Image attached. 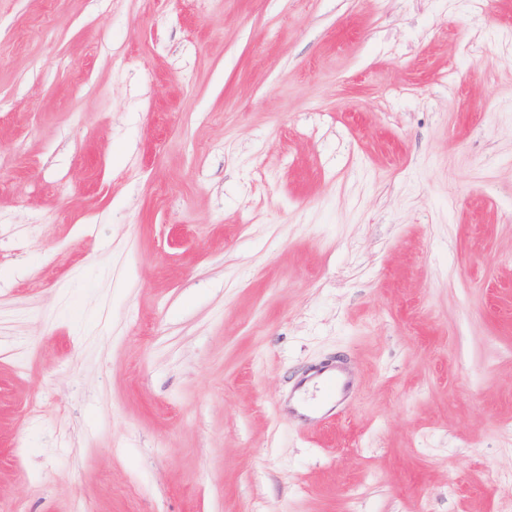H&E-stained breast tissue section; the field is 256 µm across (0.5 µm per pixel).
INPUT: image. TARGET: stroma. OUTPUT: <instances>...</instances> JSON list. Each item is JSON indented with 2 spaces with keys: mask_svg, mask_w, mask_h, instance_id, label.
Here are the masks:
<instances>
[{
  "mask_svg": "<svg viewBox=\"0 0 512 512\" xmlns=\"http://www.w3.org/2000/svg\"><path fill=\"white\" fill-rule=\"evenodd\" d=\"M79 505L512 506V0H0V512ZM316 380L311 385L306 380L300 381L295 387L297 406L305 408L307 413H301L306 422L315 424L323 415L333 409L342 407L349 395L351 379L341 364H326L316 372ZM316 389L321 398L314 404H308L309 391Z\"/></svg>",
  "mask_w": 512,
  "mask_h": 512,
  "instance_id": "35a3bbf8",
  "label": "stroma"
}]
</instances>
